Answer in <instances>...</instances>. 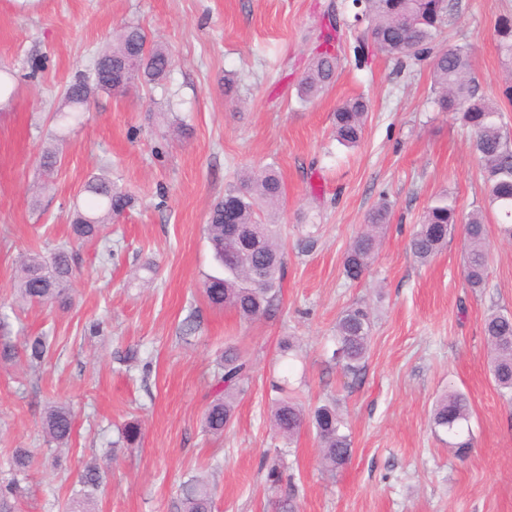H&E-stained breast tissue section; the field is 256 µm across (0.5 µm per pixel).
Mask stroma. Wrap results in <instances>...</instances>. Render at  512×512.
<instances>
[{
    "label": "stroma",
    "instance_id": "1",
    "mask_svg": "<svg viewBox=\"0 0 512 512\" xmlns=\"http://www.w3.org/2000/svg\"><path fill=\"white\" fill-rule=\"evenodd\" d=\"M350 0H0V67L15 94L0 105V312L13 340L45 337L41 365L0 367V484L17 483L20 512H69L85 465L105 478L96 512H175L181 484L206 479L214 512H273L266 465L283 462L299 512H512V393L489 370L485 318L512 314V242L488 229V276L473 291L464 237L455 230L426 264L409 249L432 197L445 192L460 215L487 210L486 190L460 116L431 104L429 59L404 70L378 52L356 60L358 32L341 28L334 85L303 103L296 94L323 24ZM444 46L467 35L484 89L505 83L495 25L512 0H458ZM127 23L139 24L173 64L166 79L93 98L64 143L51 119L64 88L89 74L97 53ZM362 95L370 109L358 147L333 138L332 114ZM59 162L42 175L44 149ZM274 167L285 198L280 224L287 273L271 315L244 321L202 293L215 273L204 226L210 206L245 170ZM107 171L134 199L106 224L104 241L70 242L84 185ZM390 205L366 274L349 280L344 254L366 213ZM70 244L73 303L28 305L16 284L25 256ZM364 303L373 312L359 376L332 358L336 319ZM196 330L185 334L187 318ZM293 348L282 352L281 342ZM252 361L251 379L223 436L203 429L225 347ZM276 377L305 407L335 402L352 440L337 473L319 462L312 425L289 440L270 422ZM455 390L470 404L466 458L434 432L431 410ZM69 404L67 447L47 445L46 407ZM139 419L136 447L113 449ZM40 462L18 473L15 449Z\"/></svg>",
    "mask_w": 512,
    "mask_h": 512
}]
</instances>
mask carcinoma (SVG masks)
Here are the masks:
<instances>
[{
  "label": "carcinoma",
  "instance_id": "carcinoma-1",
  "mask_svg": "<svg viewBox=\"0 0 512 512\" xmlns=\"http://www.w3.org/2000/svg\"><path fill=\"white\" fill-rule=\"evenodd\" d=\"M352 27L366 25L365 38L358 41L354 53L362 61L372 49L402 65L406 61L432 57L431 79L439 112L461 114L472 134V150L487 190L489 205L494 208L503 238L512 240V136L504 122L505 109L496 98L481 91L474 67V48L469 40L449 49L433 51L445 28L455 24L457 0H352ZM498 51L506 70L505 96L512 101V16L496 23ZM172 57L162 46L151 43L136 24L122 27L112 47L98 54L92 75L79 77L67 85L62 103L55 112L56 137L66 138L70 129L82 123L84 110L92 96L103 92L120 94L136 79L155 82L167 76ZM340 58L326 49L317 53L299 83V98L311 101L336 80ZM369 100L363 96L342 102L333 114L336 141L345 147L360 142L369 112ZM84 190L94 201L88 212L76 211L71 235L79 242L100 236L108 220L122 215L132 205V197L112 185L104 175H93ZM284 196V186L276 170L244 173L236 186L228 188L224 197L210 209L205 234L219 271L203 282L208 303L215 308L230 307L244 321H252L274 312L286 276V263L276 225L259 219V205L277 207ZM389 216L388 204L378 203L365 216V229L353 240L343 258V268L351 280L360 279L378 251L381 233ZM463 224L466 246V280L473 289L485 286L487 277V222L480 210L459 218L456 201L443 193L426 207L422 224L417 226L410 250L421 263L428 262L448 244V236ZM72 253L57 248L45 256L35 253L22 265L18 285L19 297L29 303H71ZM7 317L0 314V362L25 360L31 367L50 355V346L42 336H26L17 345L10 340ZM372 323L367 308L361 305L345 309L336 320V349L333 358L346 372L358 376L368 357ZM487 347L491 353V371L496 385L512 391V315H489L483 325ZM251 375L249 359L236 347L224 350V362L213 378L219 386L217 396L207 406L205 431L221 437L235 416L236 397L244 391ZM280 394L270 410L273 431L282 438H292L307 422L311 423L320 443L323 468L331 473L347 465L351 459L350 436L343 432L345 422L328 403L311 410L288 396V381L273 383ZM470 416L466 397L457 392L442 396L432 412L434 428L453 438L451 447L462 456L472 447V439L463 432ZM74 415L66 403H57L46 411L42 428L48 443L66 445L73 432ZM142 435L141 425L133 419L124 424L114 447L133 446ZM37 460V452L18 448L13 466L21 471ZM101 472L86 467L80 482L83 494L72 500L70 512H94L90 508L93 493L100 486ZM295 486L275 501V512H297ZM17 486L0 487V512H17ZM213 493L203 478L185 482L176 504V512H212Z\"/></svg>",
  "mask_w": 512,
  "mask_h": 512
}]
</instances>
